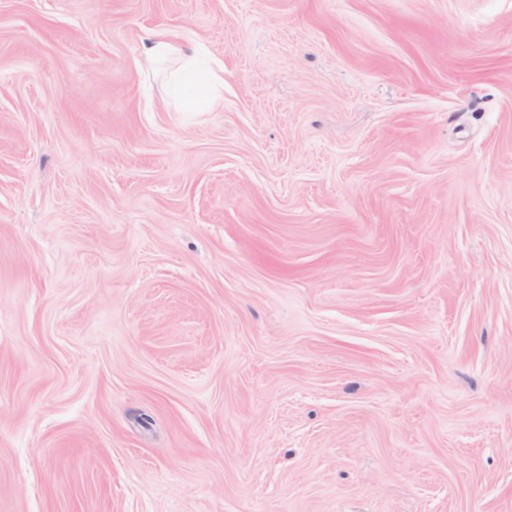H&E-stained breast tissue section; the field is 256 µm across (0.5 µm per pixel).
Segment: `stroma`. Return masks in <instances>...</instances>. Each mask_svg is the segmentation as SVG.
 I'll list each match as a JSON object with an SVG mask.
<instances>
[{"instance_id":"stroma-1","label":"stroma","mask_w":512,"mask_h":512,"mask_svg":"<svg viewBox=\"0 0 512 512\" xmlns=\"http://www.w3.org/2000/svg\"><path fill=\"white\" fill-rule=\"evenodd\" d=\"M0 512H512V0H0ZM147 61L155 64L168 58L182 60L181 70L191 78V92L186 98L188 108L194 109L206 106L209 109L224 104L222 96L210 94L213 85H219L224 90V79L208 64L205 63L199 51L186 54L175 42L167 39L162 34H156L150 46L146 48Z\"/></svg>"}]
</instances>
